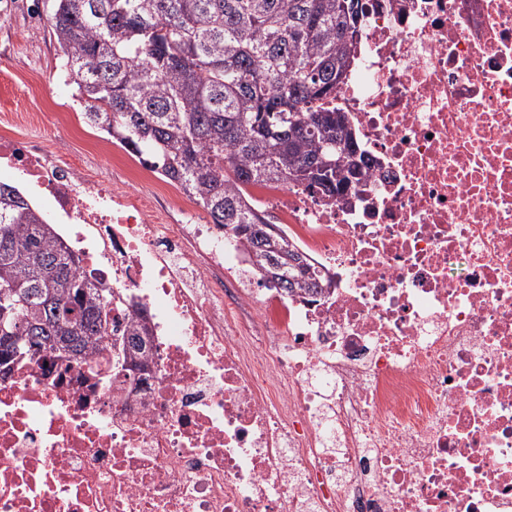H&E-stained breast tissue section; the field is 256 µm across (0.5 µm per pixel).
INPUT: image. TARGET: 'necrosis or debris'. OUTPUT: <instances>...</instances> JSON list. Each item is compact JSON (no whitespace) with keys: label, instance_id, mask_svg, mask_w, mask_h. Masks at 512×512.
Instances as JSON below:
<instances>
[{"label":"necrosis or debris","instance_id":"1","mask_svg":"<svg viewBox=\"0 0 512 512\" xmlns=\"http://www.w3.org/2000/svg\"><path fill=\"white\" fill-rule=\"evenodd\" d=\"M365 2L330 99L357 193L267 195L321 293L0 131L113 317L134 293L152 326L143 388L0 382V512H512V0Z\"/></svg>","mask_w":512,"mask_h":512}]
</instances>
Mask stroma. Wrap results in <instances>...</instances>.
Returning <instances> with one entry per match:
<instances>
[{
	"mask_svg": "<svg viewBox=\"0 0 512 512\" xmlns=\"http://www.w3.org/2000/svg\"><path fill=\"white\" fill-rule=\"evenodd\" d=\"M52 9L53 0H0V123L50 140L88 181L132 192L165 211L169 222L180 220L169 206L179 187L93 127L60 78Z\"/></svg>",
	"mask_w": 512,
	"mask_h": 512,
	"instance_id": "stroma-1",
	"label": "stroma"
}]
</instances>
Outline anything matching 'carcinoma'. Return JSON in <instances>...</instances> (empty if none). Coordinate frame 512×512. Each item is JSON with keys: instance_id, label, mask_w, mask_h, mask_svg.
<instances>
[{"instance_id": "obj_1", "label": "carcinoma", "mask_w": 512, "mask_h": 512, "mask_svg": "<svg viewBox=\"0 0 512 512\" xmlns=\"http://www.w3.org/2000/svg\"><path fill=\"white\" fill-rule=\"evenodd\" d=\"M354 4L366 14L362 0H54L50 26L91 125L230 228L261 281L270 264L284 266L273 287L292 294L323 284L282 232L271 234L249 188L339 199L361 183L350 120L326 106L357 49L346 34ZM81 261L17 187L0 183V304L39 323L15 335L77 353L72 364L42 355L59 380L102 362L105 337L143 353L151 333L134 297L136 323L108 319L104 281ZM30 358L0 344V367Z\"/></svg>"}]
</instances>
